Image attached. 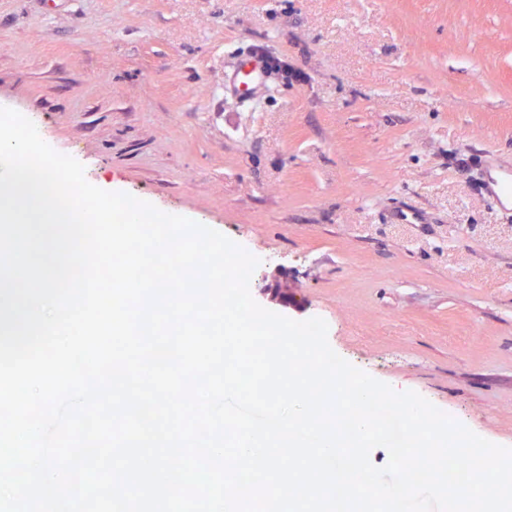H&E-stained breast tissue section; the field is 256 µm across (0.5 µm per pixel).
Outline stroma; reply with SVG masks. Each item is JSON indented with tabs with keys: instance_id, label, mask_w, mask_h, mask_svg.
Returning <instances> with one entry per match:
<instances>
[{
	"instance_id": "obj_1",
	"label": "stroma",
	"mask_w": 512,
	"mask_h": 512,
	"mask_svg": "<svg viewBox=\"0 0 512 512\" xmlns=\"http://www.w3.org/2000/svg\"><path fill=\"white\" fill-rule=\"evenodd\" d=\"M257 48L304 81L239 98ZM0 106L257 257L258 304L512 448V208L485 199L512 171V0H0Z\"/></svg>"
}]
</instances>
